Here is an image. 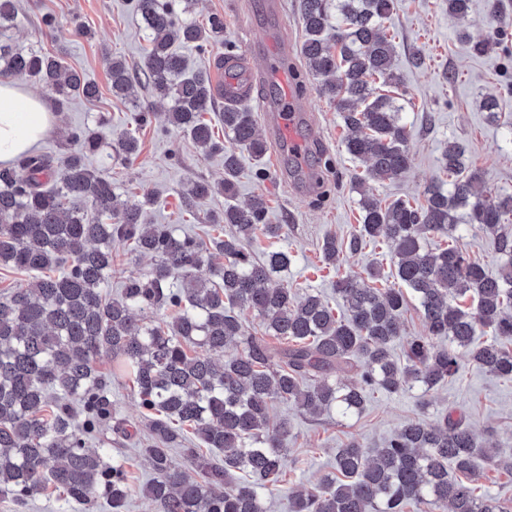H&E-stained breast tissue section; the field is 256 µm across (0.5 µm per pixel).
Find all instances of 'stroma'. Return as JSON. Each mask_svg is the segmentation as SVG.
Here are the masks:
<instances>
[{
    "mask_svg": "<svg viewBox=\"0 0 512 512\" xmlns=\"http://www.w3.org/2000/svg\"><path fill=\"white\" fill-rule=\"evenodd\" d=\"M264 2L175 0L180 16L200 24L211 14H222L225 44L258 68L274 62L280 40H290L297 47L304 37L298 0H284L279 14L266 9ZM16 8L17 24L9 36L17 47L56 54L99 89L98 97L71 99L57 111L54 126L38 143V150L65 155L71 148L65 129L98 117L104 121L110 144H119L126 133H133L140 144L136 159L127 161L102 150L87 154V164L111 179L125 199L138 200L144 192L155 191L157 201L144 208L148 223L164 225L178 235L208 239L210 225L190 219L181 192L194 181L222 180L223 155L203 154L189 137L165 131L162 116L169 104L146 89H136L133 98L125 101L116 100L110 92L106 54L136 65L146 45L144 24L130 0H16ZM47 14L57 22L50 36L41 33ZM77 24L88 28L87 36L73 37ZM383 31L395 47V72L400 79L399 87L388 86L384 92L399 96L411 166L398 178L368 182L370 194L385 204L423 202L427 187L443 176L442 157L452 139L464 145L488 197L512 193V0H473L463 20L449 17L447 0H395ZM487 39L495 41L493 51L481 56L471 52V43ZM488 96L500 103L499 120H488L479 109L480 100ZM305 104L296 131L307 143L305 154L292 156L287 141L273 139L266 120H259L267 152L258 161L248 151H240L236 194L230 200L240 205L256 197L265 200L270 223L288 227L286 238L276 246L292 256L289 286L297 296L316 292L331 302L337 275L362 278L374 266L383 282L390 284L395 266L387 246L372 244L357 253H344L338 267L324 264L320 245L325 234L346 239L358 230L359 195L352 181L364 175L366 164L345 152L343 123L333 104L312 87ZM145 108L155 112V119L135 124L134 113ZM325 158L333 163L332 173L324 171L321 161ZM230 200L217 194L201 208L219 211ZM459 362L458 377L440 386L427 403L417 387L399 394H377L362 413L347 418L334 412L313 418L295 405L275 403L272 415L288 421L291 435L285 480L269 495V512H289L291 491L310 487L332 473L336 450L346 442L381 447L409 419L438 422L450 413L463 415L477 438L492 444L497 459L512 458V385L478 368L467 356H460ZM97 365L111 378L114 422L127 424L130 431L122 437L107 425L100 435L101 447L108 449L111 461L124 466L133 486L125 512H156L144 493L152 473L140 455L149 429L139 401L127 378L113 376L109 357H100Z\"/></svg>",
    "mask_w": 512,
    "mask_h": 512,
    "instance_id": "stroma-1",
    "label": "stroma"
}]
</instances>
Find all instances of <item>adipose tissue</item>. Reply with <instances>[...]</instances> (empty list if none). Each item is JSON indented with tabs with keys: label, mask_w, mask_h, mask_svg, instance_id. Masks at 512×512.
I'll return each mask as SVG.
<instances>
[{
	"label": "adipose tissue",
	"mask_w": 512,
	"mask_h": 512,
	"mask_svg": "<svg viewBox=\"0 0 512 512\" xmlns=\"http://www.w3.org/2000/svg\"><path fill=\"white\" fill-rule=\"evenodd\" d=\"M47 100L15 81H0V162L31 151L52 128Z\"/></svg>",
	"instance_id": "adipose-tissue-1"
}]
</instances>
